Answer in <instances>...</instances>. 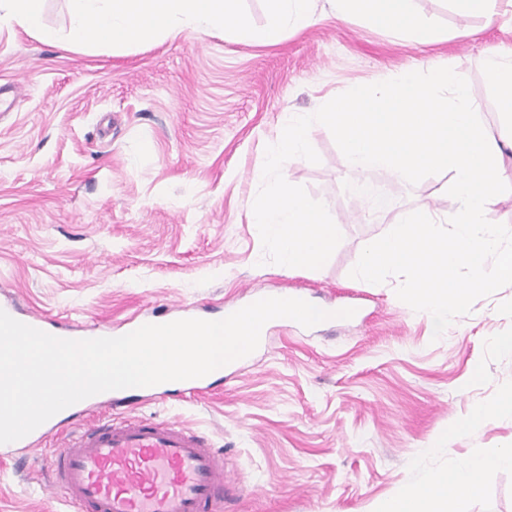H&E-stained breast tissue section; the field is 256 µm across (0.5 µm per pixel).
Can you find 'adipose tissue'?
Listing matches in <instances>:
<instances>
[{"mask_svg":"<svg viewBox=\"0 0 512 512\" xmlns=\"http://www.w3.org/2000/svg\"><path fill=\"white\" fill-rule=\"evenodd\" d=\"M42 0H0V18L38 33L46 40L57 34L45 27ZM69 40L87 38L120 47L153 38L184 23L208 33L242 31L246 21L239 0H68ZM267 23L260 34L264 43H278L288 29H303L314 21L315 0H264ZM339 17L355 16L374 29L396 36L409 35L425 43L434 30L414 12L412 0H332ZM512 466V448L484 452L452 472L436 475L425 485L385 500L378 512H467L479 496L485 475Z\"/></svg>","mask_w":512,"mask_h":512,"instance_id":"obj_1","label":"adipose tissue"}]
</instances>
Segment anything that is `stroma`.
<instances>
[{
  "label": "stroma",
  "mask_w": 512,
  "mask_h": 512,
  "mask_svg": "<svg viewBox=\"0 0 512 512\" xmlns=\"http://www.w3.org/2000/svg\"><path fill=\"white\" fill-rule=\"evenodd\" d=\"M429 44L340 20H318L275 45L254 33L263 0H240L252 36L180 28L140 44L72 43L67 0H45L47 41L0 26V301L16 300L78 333L113 335L132 316H220L250 289L291 291L356 317L310 328L280 321L266 342L199 395L142 397L132 415L199 430L238 489L224 512H376L379 503L512 444V412L443 443L458 419L512 390V287L479 298L447 334L395 293L399 277L354 281L365 245L400 216L452 214L449 175L406 184L382 172L392 206L368 219L343 154L311 127L319 163L288 161L289 183L323 202L342 240L320 269L262 263L250 222L265 149L289 112L314 113L355 83L404 68L450 67L467 79L490 135L502 127L484 79L486 55L512 50V5L492 18L452 0H413ZM482 378H475V369ZM55 437L0 450V512H73L46 485ZM468 512H512V468L486 475Z\"/></svg>",
  "instance_id": "1"
}]
</instances>
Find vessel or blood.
Masks as SVG:
<instances>
[{
  "instance_id": "obj_1",
  "label": "vessel or blood",
  "mask_w": 512,
  "mask_h": 512,
  "mask_svg": "<svg viewBox=\"0 0 512 512\" xmlns=\"http://www.w3.org/2000/svg\"><path fill=\"white\" fill-rule=\"evenodd\" d=\"M14 319L56 337L60 323L0 307ZM69 435L57 443L50 489H62L78 512H222L229 485L222 453L178 422L128 416L80 421L77 406L63 411Z\"/></svg>"
}]
</instances>
